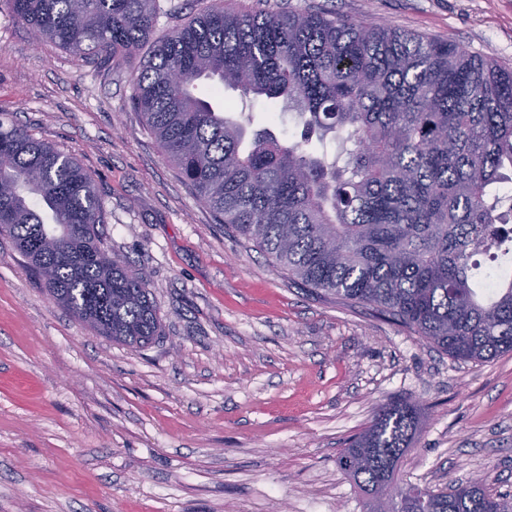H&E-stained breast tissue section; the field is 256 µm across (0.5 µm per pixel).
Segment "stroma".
<instances>
[{"mask_svg": "<svg viewBox=\"0 0 512 512\" xmlns=\"http://www.w3.org/2000/svg\"><path fill=\"white\" fill-rule=\"evenodd\" d=\"M447 39L512 65V0H231ZM121 67L46 40L0 2V113L73 157L105 249L143 274L162 336H98L0 236V512H364L338 458L378 405L421 409L398 476L484 479L512 502V354L455 360L365 305L310 294L215 223L133 110ZM256 130L296 113L225 90Z\"/></svg>", "mask_w": 512, "mask_h": 512, "instance_id": "obj_1", "label": "stroma"}]
</instances>
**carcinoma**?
I'll return each mask as SVG.
<instances>
[{"mask_svg": "<svg viewBox=\"0 0 512 512\" xmlns=\"http://www.w3.org/2000/svg\"><path fill=\"white\" fill-rule=\"evenodd\" d=\"M37 34L114 66L148 47L132 106L218 224L310 291L371 306L453 359L512 353V270L492 285L476 257L512 254V66L448 40L317 11L208 6L155 36L159 0H6ZM283 101L320 145L249 133L198 93ZM332 135L329 154L321 142ZM91 176L0 118V234L49 295L99 336L161 335L147 281L101 247ZM417 405L378 406L339 458L365 512H512L480 480L446 490L386 478L414 444Z\"/></svg>", "mask_w": 512, "mask_h": 512, "instance_id": "1", "label": "carcinoma"}]
</instances>
